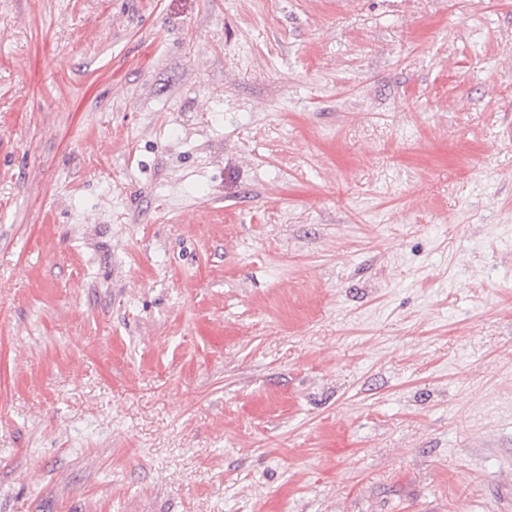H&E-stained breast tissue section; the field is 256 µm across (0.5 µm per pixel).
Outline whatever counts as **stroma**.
Returning a JSON list of instances; mask_svg holds the SVG:
<instances>
[{
    "mask_svg": "<svg viewBox=\"0 0 512 512\" xmlns=\"http://www.w3.org/2000/svg\"><path fill=\"white\" fill-rule=\"evenodd\" d=\"M0 512H512V0H0Z\"/></svg>",
    "mask_w": 512,
    "mask_h": 512,
    "instance_id": "1",
    "label": "stroma"
}]
</instances>
